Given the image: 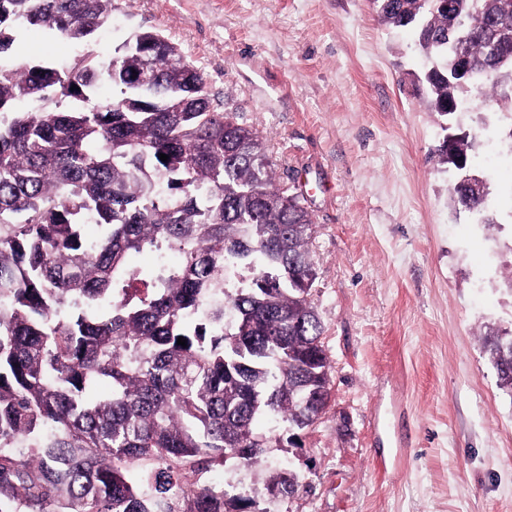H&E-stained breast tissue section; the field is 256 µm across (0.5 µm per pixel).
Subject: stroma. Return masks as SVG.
<instances>
[{
	"mask_svg": "<svg viewBox=\"0 0 512 512\" xmlns=\"http://www.w3.org/2000/svg\"><path fill=\"white\" fill-rule=\"evenodd\" d=\"M143 28L262 137L315 222L328 407L298 448L284 424L255 426L266 466L292 465L304 489L271 500L221 460L202 481L266 512H512V392L481 340L512 332V105L475 89L454 117L432 112L415 32L372 0H114L88 45L17 24L0 66L107 60ZM451 123L475 142L493 223L450 201Z\"/></svg>",
	"mask_w": 512,
	"mask_h": 512,
	"instance_id": "35a3bbf8",
	"label": "stroma"
}]
</instances>
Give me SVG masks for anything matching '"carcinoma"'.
Instances as JSON below:
<instances>
[{
  "mask_svg": "<svg viewBox=\"0 0 512 512\" xmlns=\"http://www.w3.org/2000/svg\"><path fill=\"white\" fill-rule=\"evenodd\" d=\"M373 2L391 28L427 24L433 111L478 87L512 101V2ZM111 12L112 0H0V54L19 20L82 43ZM457 16L471 78L448 76ZM145 70L151 90L133 85ZM102 79L119 94L92 103ZM34 99L46 106L28 110ZM474 148L466 135L438 157L454 166ZM274 174L262 138L156 29L67 71L0 68V512H251L253 500L189 475L227 455L252 469L263 461L256 420L274 417L292 439L331 390L314 222ZM489 194L485 181L453 186L454 204L486 224ZM87 224L101 228L92 241ZM162 245L178 264H133ZM238 268L247 277L230 290ZM484 348L512 391V336L488 334ZM99 378L112 394L90 401ZM265 484L275 499L303 488L291 467Z\"/></svg>",
  "mask_w": 512,
  "mask_h": 512,
  "instance_id": "cac0c4a2",
  "label": "carcinoma"
}]
</instances>
